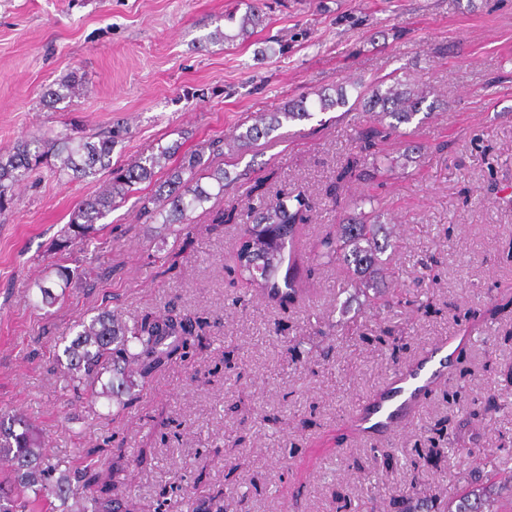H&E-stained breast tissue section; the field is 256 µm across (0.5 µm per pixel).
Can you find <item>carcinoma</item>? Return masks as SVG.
I'll list each match as a JSON object with an SVG mask.
<instances>
[{"mask_svg": "<svg viewBox=\"0 0 512 512\" xmlns=\"http://www.w3.org/2000/svg\"><path fill=\"white\" fill-rule=\"evenodd\" d=\"M357 98L365 100L369 109L376 112L381 127L358 132V152L348 159L328 190V206L334 212L340 206L338 196L347 183L366 176L370 169L399 165L397 158L374 150L375 139L411 123L420 112L425 95L424 91L397 79L383 91L378 88L360 91ZM317 103L322 112L344 106L346 92L339 88L334 97L320 94ZM311 116L307 97L303 96L281 109L262 113L254 124L233 133L230 143L245 150L278 130L283 121ZM116 139L117 135L111 131L96 137L77 138L66 132L52 139L33 137L19 141L12 151L0 154V204L50 154L60 159V166L54 169L58 177H96L109 162ZM177 149L176 145L159 147L158 152L139 159L102 192L82 202L61 231L57 248L64 250L75 242L90 240L95 224L112 209V202L131 192L135 184L151 178L160 160L170 158ZM202 156L201 152L184 156L182 163L168 172L169 193L143 199V209L162 216L165 224H181L187 220L188 213L211 200L212 190L224 193L228 180L224 170L210 173L213 180L210 189L196 178ZM303 207L300 200L292 208L278 198L260 209L255 223L240 225L234 270L271 301L292 302L298 294L292 236L296 225L306 220ZM375 212L374 208L368 212L362 209L353 217L339 220L335 234L321 241L323 251L319 257L346 267L363 283L358 292L366 298L369 307L391 310L402 305V294L386 297L368 294L372 287L368 276L387 275L389 252L395 249L390 239L381 235L383 225L370 222ZM207 326L208 321L199 316L144 311L127 320L121 313L104 308L74 325L76 337L63 350L67 361L65 379L76 392L89 381L97 382L101 390L93 392V402L101 398L112 402L137 385L149 383L163 366L187 356V349L203 340ZM373 333L378 342L391 350L403 348L405 336L400 323L391 325L383 317L375 323ZM106 373L120 376L119 383L111 379L102 381ZM17 425L21 427L19 432L15 430ZM4 459L11 462L13 480L9 491L0 487V512H19L25 502L50 498L59 502L55 506L57 512H128V504L113 489L110 475L72 470L44 448L39 431L26 421L14 419L6 426L0 419V461ZM505 499L512 503V469L499 468L489 472V478L481 486L463 491L455 504L448 505L447 512H503ZM188 508L189 512H223L224 501L219 497L192 501Z\"/></svg>", "mask_w": 512, "mask_h": 512, "instance_id": "1", "label": "carcinoma"}]
</instances>
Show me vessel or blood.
I'll list each match as a JSON object with an SVG mask.
<instances>
[{
	"label": "vessel or blood",
	"mask_w": 512,
	"mask_h": 512,
	"mask_svg": "<svg viewBox=\"0 0 512 512\" xmlns=\"http://www.w3.org/2000/svg\"><path fill=\"white\" fill-rule=\"evenodd\" d=\"M462 342L459 336L441 340L414 363L397 368L367 407L353 415L351 426L354 432L373 435L406 425L423 398L445 381L448 360Z\"/></svg>",
	"instance_id": "obj_1"
}]
</instances>
